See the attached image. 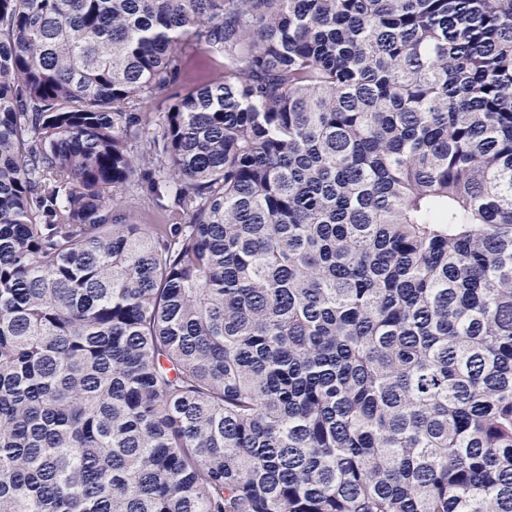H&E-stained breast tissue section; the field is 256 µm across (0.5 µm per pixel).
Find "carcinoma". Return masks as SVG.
<instances>
[{
	"label": "carcinoma",
	"instance_id": "1",
	"mask_svg": "<svg viewBox=\"0 0 512 512\" xmlns=\"http://www.w3.org/2000/svg\"><path fill=\"white\" fill-rule=\"evenodd\" d=\"M0 512H512V0H0ZM201 74L193 67H188L180 75L176 84L171 86L168 90L162 91L155 103L152 105L148 112H153L154 116L161 115L160 112H165L166 107L170 104V98L177 92H185L190 87L199 84ZM123 212L136 216L138 224H153L152 215L156 211L152 199L137 187L123 192Z\"/></svg>",
	"mask_w": 512,
	"mask_h": 512
}]
</instances>
